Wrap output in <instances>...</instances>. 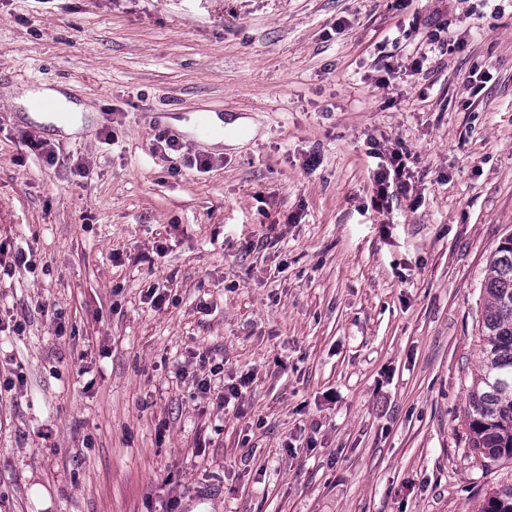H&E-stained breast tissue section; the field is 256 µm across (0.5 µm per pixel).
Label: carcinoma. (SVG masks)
Segmentation results:
<instances>
[{"instance_id": "obj_1", "label": "carcinoma", "mask_w": 512, "mask_h": 512, "mask_svg": "<svg viewBox=\"0 0 512 512\" xmlns=\"http://www.w3.org/2000/svg\"><path fill=\"white\" fill-rule=\"evenodd\" d=\"M484 290L479 366L467 400L469 448L483 462L512 460V235L491 256ZM475 512H512V484L487 494Z\"/></svg>"}]
</instances>
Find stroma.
Returning a JSON list of instances; mask_svg holds the SVG:
<instances>
[{"label": "stroma", "mask_w": 512, "mask_h": 512, "mask_svg": "<svg viewBox=\"0 0 512 512\" xmlns=\"http://www.w3.org/2000/svg\"><path fill=\"white\" fill-rule=\"evenodd\" d=\"M44 84L96 121L24 119ZM511 234L512 0H0V512H470ZM17 104L25 108L30 117L36 120L45 119L51 121L55 126L62 131L63 134L73 136L79 133L83 127V119L79 116L75 121L68 123H61L48 116H40L35 113L43 112L39 105L43 102H54L67 112H84L83 107H79L72 102L68 101L66 95L59 89L42 87L38 89H23L18 93L15 98ZM370 156L380 159L373 175V202L378 210L389 209L391 197L396 193H408L413 188L411 175L405 163L403 151L393 150L383 153L371 148Z\"/></svg>", "instance_id": "1"}]
</instances>
